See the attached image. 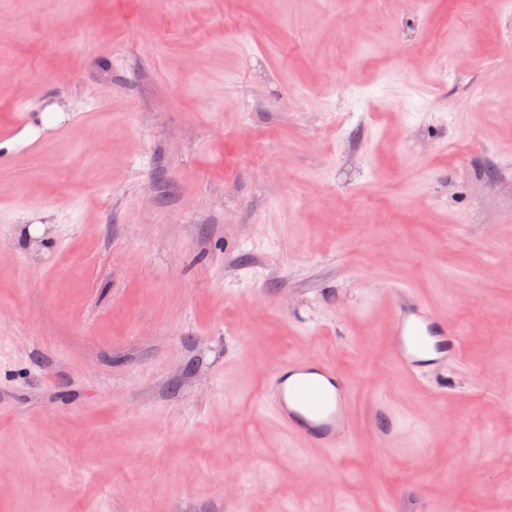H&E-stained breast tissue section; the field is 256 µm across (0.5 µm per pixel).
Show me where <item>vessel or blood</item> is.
Instances as JSON below:
<instances>
[{
  "instance_id": "b4317fda",
  "label": "vessel or blood",
  "mask_w": 512,
  "mask_h": 512,
  "mask_svg": "<svg viewBox=\"0 0 512 512\" xmlns=\"http://www.w3.org/2000/svg\"><path fill=\"white\" fill-rule=\"evenodd\" d=\"M391 304L387 343L400 368L418 373L463 356V337L436 318L413 290L398 291ZM353 396L352 380L313 355L274 369L262 402L306 447L333 452L347 447L355 434Z\"/></svg>"
}]
</instances>
